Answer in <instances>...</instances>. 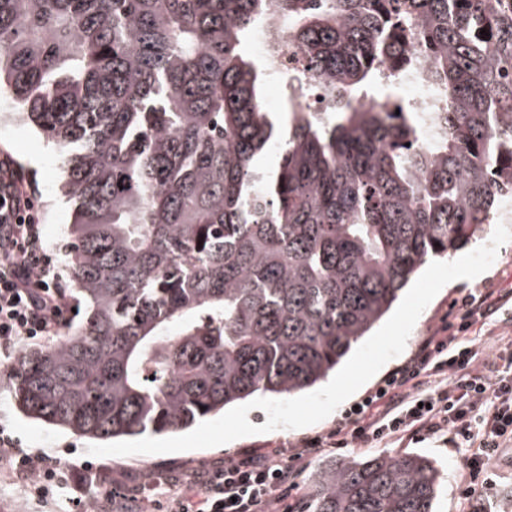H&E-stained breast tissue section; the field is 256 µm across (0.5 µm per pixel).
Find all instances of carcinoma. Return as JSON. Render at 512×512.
Returning a JSON list of instances; mask_svg holds the SVG:
<instances>
[{
    "mask_svg": "<svg viewBox=\"0 0 512 512\" xmlns=\"http://www.w3.org/2000/svg\"><path fill=\"white\" fill-rule=\"evenodd\" d=\"M283 6L306 70L348 92L323 121L283 127L258 93L245 42L275 0H0V90L64 153L86 305L13 367L23 414L108 440L310 388L512 198V0ZM412 20L448 101L427 151L370 95L415 64ZM312 483L315 512H433L439 471L372 456Z\"/></svg>",
    "mask_w": 512,
    "mask_h": 512,
    "instance_id": "1",
    "label": "carcinoma"
}]
</instances>
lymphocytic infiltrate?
<instances>
[{
  "mask_svg": "<svg viewBox=\"0 0 512 512\" xmlns=\"http://www.w3.org/2000/svg\"><path fill=\"white\" fill-rule=\"evenodd\" d=\"M35 198L14 160L0 157V350L50 335L68 311ZM499 308L491 290L474 289L408 361L346 410L336 428L289 450L225 460L201 493L171 496L169 512H271L294 486L297 462L321 449L448 433L464 451L458 496L468 500L470 512H492V464L512 446V337H501L498 359L490 363L469 331Z\"/></svg>",
  "mask_w": 512,
  "mask_h": 512,
  "instance_id": "obj_1",
  "label": "lymphocytic infiltrate"
}]
</instances>
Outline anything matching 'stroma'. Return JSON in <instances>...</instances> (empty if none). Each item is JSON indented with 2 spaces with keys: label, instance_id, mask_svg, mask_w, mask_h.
<instances>
[{
  "label": "stroma",
  "instance_id": "stroma-1",
  "mask_svg": "<svg viewBox=\"0 0 512 512\" xmlns=\"http://www.w3.org/2000/svg\"><path fill=\"white\" fill-rule=\"evenodd\" d=\"M8 92L0 93V156L15 160L25 179L33 182L39 192L38 204L45 214L44 234L54 250L59 267H66V226L74 208L60 186L61 157L47 141L28 125H16V115L4 111L13 103ZM473 288H492L496 293L512 290V241L503 244L486 276L446 284L427 305L416 321L400 356L381 369L389 374L415 352L418 344L439 325L451 304ZM22 346L0 353V428L8 433L19 455H45L54 459L59 472L73 476L75 484H63L53 496L37 499L27 484L14 476L0 473V512H86L89 502H96L97 512H166L165 496L144 494L143 489L156 481L171 480L174 491L198 489L205 476L223 466L226 458L247 454L261 455L275 448H291L301 440L335 428L344 411L336 409L324 420L301 429H279L242 437L227 444L171 454H134L95 457L87 455L90 439L30 419L19 412L12 397L11 369L22 353ZM386 442L370 440L350 448L322 449L304 459L296 486L288 497L293 512H313L312 475L321 466L342 462L355 456L389 454ZM399 454H420L435 460L440 469L441 489L434 512H469L465 500L456 494V480L461 468V454L453 442L433 436L421 442H407Z\"/></svg>",
  "mask_w": 512,
  "mask_h": 512
}]
</instances>
